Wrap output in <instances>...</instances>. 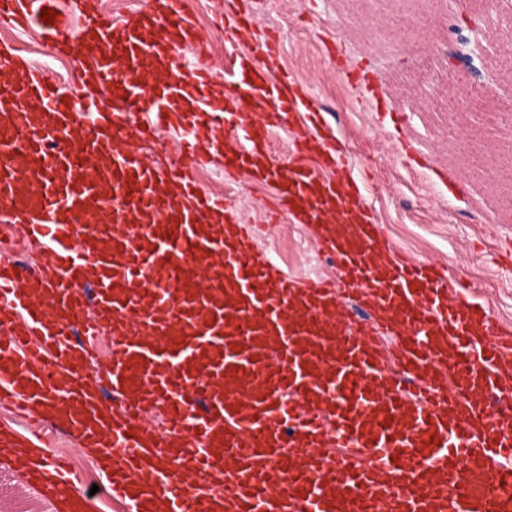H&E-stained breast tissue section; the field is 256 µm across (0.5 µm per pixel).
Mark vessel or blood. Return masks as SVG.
I'll list each match as a JSON object with an SVG mask.
<instances>
[{
  "mask_svg": "<svg viewBox=\"0 0 512 512\" xmlns=\"http://www.w3.org/2000/svg\"><path fill=\"white\" fill-rule=\"evenodd\" d=\"M241 4L218 7L220 90L181 0L119 21L101 0H0L1 26L40 23L93 90L72 102L0 45V246L42 245L35 266L0 263V408L93 448L115 512H512V330L471 282L388 255L279 39L243 50ZM161 127L183 153L159 171L140 145ZM277 128L296 134L284 158ZM213 149L294 223L350 225L320 240L340 280L259 253L199 190ZM19 454L44 499L84 512L68 458L1 423L0 456Z\"/></svg>",
  "mask_w": 512,
  "mask_h": 512,
  "instance_id": "b4317fda",
  "label": "vessel or blood"
}]
</instances>
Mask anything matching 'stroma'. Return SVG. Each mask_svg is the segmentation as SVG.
Listing matches in <instances>:
<instances>
[{
    "instance_id": "obj_1",
    "label": "stroma",
    "mask_w": 512,
    "mask_h": 512,
    "mask_svg": "<svg viewBox=\"0 0 512 512\" xmlns=\"http://www.w3.org/2000/svg\"><path fill=\"white\" fill-rule=\"evenodd\" d=\"M199 29L212 43L216 80L224 78L223 29L215 24L219 0H185ZM254 17L253 38L276 31L281 63L315 95L328 129L349 149L364 204L373 210L386 244L399 253L448 268L477 286L479 300L505 328H512V265L498 260L512 243V216L489 224L485 211L512 167L498 165L500 143L475 142L460 153L449 125L466 118L414 105L413 86L422 72L437 68L449 43L467 37L475 75H444L439 91L453 96L461 86L499 90L512 85L503 68L512 59V28L460 34L448 0H409L406 11L435 16L423 34L400 32L390 0H245ZM360 71L376 77L391 111L406 113L404 127L383 122L348 79ZM207 193L231 200L240 218L263 225L257 247L294 277L335 275L317 247L312 228L289 218L270 223L267 187L246 174H226L224 158H210L198 170Z\"/></svg>"
}]
</instances>
